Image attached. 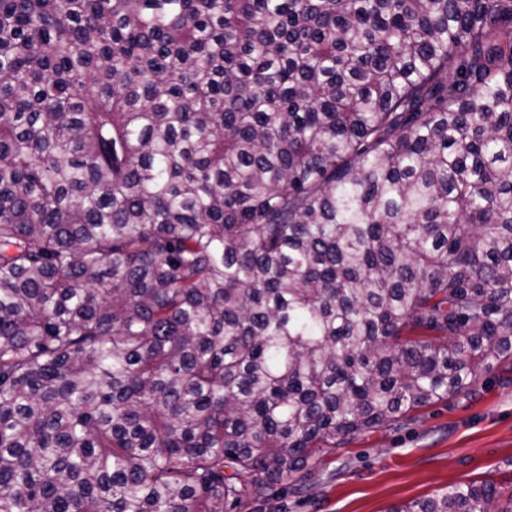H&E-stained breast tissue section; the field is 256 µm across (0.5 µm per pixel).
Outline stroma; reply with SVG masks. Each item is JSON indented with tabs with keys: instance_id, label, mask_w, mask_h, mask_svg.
<instances>
[{
	"instance_id": "stroma-1",
	"label": "stroma",
	"mask_w": 512,
	"mask_h": 512,
	"mask_svg": "<svg viewBox=\"0 0 512 512\" xmlns=\"http://www.w3.org/2000/svg\"><path fill=\"white\" fill-rule=\"evenodd\" d=\"M484 479L512 483V368L504 365L467 392L354 436L311 477L235 512H388Z\"/></svg>"
}]
</instances>
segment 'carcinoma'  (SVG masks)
Masks as SVG:
<instances>
[{"label":"carcinoma","instance_id":"cac0c4a2","mask_svg":"<svg viewBox=\"0 0 512 512\" xmlns=\"http://www.w3.org/2000/svg\"><path fill=\"white\" fill-rule=\"evenodd\" d=\"M508 360L512 0H0V512H228Z\"/></svg>","mask_w":512,"mask_h":512}]
</instances>
